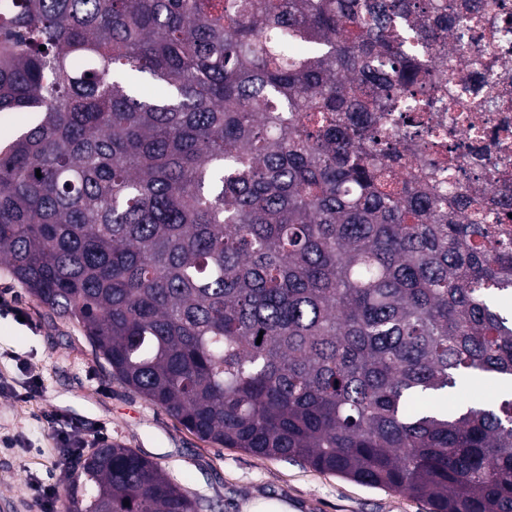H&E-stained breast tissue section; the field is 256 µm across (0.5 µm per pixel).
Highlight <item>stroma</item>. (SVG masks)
<instances>
[{
  "instance_id": "stroma-1",
  "label": "stroma",
  "mask_w": 512,
  "mask_h": 512,
  "mask_svg": "<svg viewBox=\"0 0 512 512\" xmlns=\"http://www.w3.org/2000/svg\"><path fill=\"white\" fill-rule=\"evenodd\" d=\"M0 297L24 321L0 314V381L34 389L29 401L0 392V500L11 512H40L31 484L62 489L75 475L44 421L59 414L86 445L101 437L135 449L166 470L213 512H243L256 498L294 512H431L405 493L373 488L290 460L253 456L201 440L148 399L125 388L75 322L47 315L38 300L0 267Z\"/></svg>"
}]
</instances>
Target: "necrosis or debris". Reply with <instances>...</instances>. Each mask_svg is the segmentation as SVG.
Instances as JSON below:
<instances>
[{
    "instance_id": "4bbe7bcc",
    "label": "necrosis or debris",
    "mask_w": 512,
    "mask_h": 512,
    "mask_svg": "<svg viewBox=\"0 0 512 512\" xmlns=\"http://www.w3.org/2000/svg\"><path fill=\"white\" fill-rule=\"evenodd\" d=\"M500 30L498 42L485 38L482 25L462 22L452 30L447 44H432L425 50L426 64L435 66L444 89L459 97H473L484 70L481 58L494 62L493 76L503 98L487 112H437L432 118L443 151L454 163L440 176L449 189L471 186L488 215L499 213L497 202L512 194V5L484 14Z\"/></svg>"
}]
</instances>
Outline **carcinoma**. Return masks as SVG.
Wrapping results in <instances>:
<instances>
[{
	"label": "carcinoma",
	"mask_w": 512,
	"mask_h": 512,
	"mask_svg": "<svg viewBox=\"0 0 512 512\" xmlns=\"http://www.w3.org/2000/svg\"><path fill=\"white\" fill-rule=\"evenodd\" d=\"M454 0H0V265L186 429L427 501L512 512V226L413 175ZM45 46L40 50L39 46ZM501 96L488 82L474 109ZM41 176H36V173ZM261 343H256V340ZM56 512H206L106 442ZM129 505H124V501Z\"/></svg>",
	"instance_id": "obj_1"
}]
</instances>
